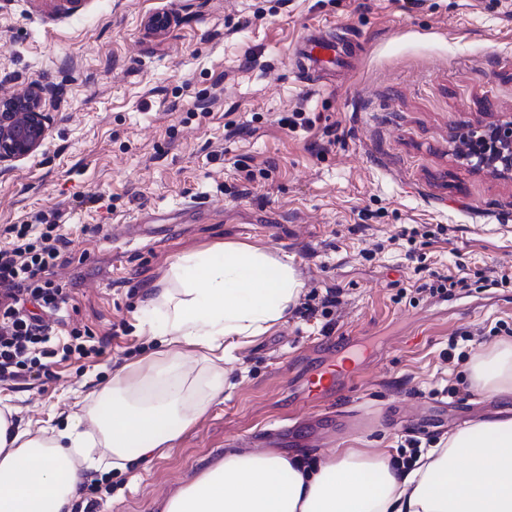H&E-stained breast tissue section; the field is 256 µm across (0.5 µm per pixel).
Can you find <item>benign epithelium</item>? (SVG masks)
Masks as SVG:
<instances>
[{"instance_id":"obj_1","label":"benign epithelium","mask_w":512,"mask_h":512,"mask_svg":"<svg viewBox=\"0 0 512 512\" xmlns=\"http://www.w3.org/2000/svg\"><path fill=\"white\" fill-rule=\"evenodd\" d=\"M46 93L34 84L0 101V164L28 158L44 145L50 123ZM450 141L454 156L468 169L512 178V117L457 130Z\"/></svg>"}]
</instances>
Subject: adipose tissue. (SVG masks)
I'll return each instance as SVG.
<instances>
[{
    "instance_id": "1",
    "label": "adipose tissue",
    "mask_w": 512,
    "mask_h": 512,
    "mask_svg": "<svg viewBox=\"0 0 512 512\" xmlns=\"http://www.w3.org/2000/svg\"><path fill=\"white\" fill-rule=\"evenodd\" d=\"M302 288L288 255L246 243L178 256L140 322L158 350L124 365L64 426L35 434L0 405V512H70L79 466L118 468L173 447L223 396L226 349L276 325ZM472 374L481 395L511 397L512 341L481 354ZM163 512H512V417L456 430L406 471L385 449L332 448L304 463L230 448Z\"/></svg>"
}]
</instances>
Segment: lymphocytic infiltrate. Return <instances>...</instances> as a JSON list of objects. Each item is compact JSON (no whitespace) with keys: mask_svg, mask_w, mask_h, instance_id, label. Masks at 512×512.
<instances>
[{"mask_svg":"<svg viewBox=\"0 0 512 512\" xmlns=\"http://www.w3.org/2000/svg\"><path fill=\"white\" fill-rule=\"evenodd\" d=\"M0 245V388L18 380L37 381L54 358L55 337L71 335L66 353L84 354L78 330H65L60 316L66 302L49 277L69 252L59 224H12Z\"/></svg>","mask_w":512,"mask_h":512,"instance_id":"obj_1","label":"lymphocytic infiltrate"}]
</instances>
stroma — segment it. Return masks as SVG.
<instances>
[{"mask_svg":"<svg viewBox=\"0 0 512 512\" xmlns=\"http://www.w3.org/2000/svg\"><path fill=\"white\" fill-rule=\"evenodd\" d=\"M157 13L166 30L149 27ZM322 28L347 37V64L312 84L291 49ZM33 82L59 94L42 148L0 166V231L36 214L60 222L71 241L52 275L67 293L61 314L104 352L0 389L18 424L67 423L77 399L153 351L139 329L152 288L177 256L217 243L288 254L305 291H338L334 330L368 353L339 411L311 408L308 377L341 353L322 320L289 311L226 353L223 397L174 447L81 470L73 512H163L233 446L397 457L409 440L427 449L469 421L512 415V398L482 399L469 361L445 354L461 331L466 352L504 339L512 288L398 299L433 271L512 270V181L461 167L448 142L512 114V0H80L71 11L0 0V97ZM295 112L315 127H282ZM140 212V237L116 248L111 225ZM439 224L445 237L409 258L399 231Z\"/></svg>","mask_w":512,"mask_h":512,"instance_id":"35a3bbf8","label":"stroma"}]
</instances>
